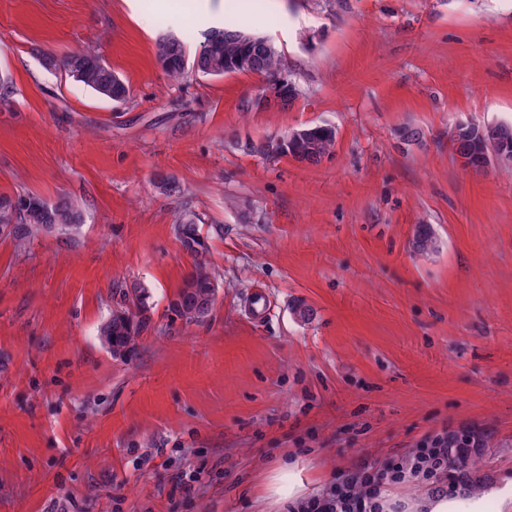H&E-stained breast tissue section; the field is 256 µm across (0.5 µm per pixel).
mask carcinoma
<instances>
[{
    "mask_svg": "<svg viewBox=\"0 0 512 512\" xmlns=\"http://www.w3.org/2000/svg\"><path fill=\"white\" fill-rule=\"evenodd\" d=\"M157 54L167 73L182 79L187 73L198 77H221L226 74L251 73L263 78L277 73H287L282 57L275 45L266 37L241 30L228 24L204 33L201 48L191 54L185 39L168 36L158 43ZM61 66L75 81L92 91L122 103L129 98L128 85L95 53L78 52L69 55ZM303 132L298 140H290L268 152L265 145L273 142L267 138L258 144H249V150L269 159L287 157L294 161L316 164L329 155L336 143V130L327 125L300 127ZM454 151L468 156L464 169L478 171L482 167L483 148L475 143L454 145ZM18 223L17 233L8 234L19 251L27 249L33 225L41 231L64 232V224L83 223V213L74 202L60 198L49 204L30 193L14 196L0 195V235L11 221ZM198 217L189 209L183 210L172 225L173 233L182 248L195 259L193 272L183 280L182 286L170 302L172 312L187 325L201 324L208 320L216 303V292L209 287L221 281L207 259L206 237L197 224ZM414 236L418 237V254L427 255L433 248L432 231L427 224H418ZM151 294L148 289L122 287L112 306L110 317L97 330L112 358L121 362L132 360L142 337L153 329Z\"/></svg>",
    "mask_w": 512,
    "mask_h": 512,
    "instance_id": "cac0c4a2",
    "label": "carcinoma"
}]
</instances>
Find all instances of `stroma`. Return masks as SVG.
<instances>
[{
	"instance_id": "35a3bbf8",
	"label": "stroma",
	"mask_w": 512,
	"mask_h": 512,
	"mask_svg": "<svg viewBox=\"0 0 512 512\" xmlns=\"http://www.w3.org/2000/svg\"><path fill=\"white\" fill-rule=\"evenodd\" d=\"M230 22L281 53L291 107L247 109L255 74L168 76L160 39L194 51ZM87 49L126 103L43 63ZM0 77V195L85 213L23 253L0 235V512H277L282 463L316 495L461 431L489 442L448 483L512 493V170H464L450 139L512 120V0H0ZM320 124L318 165L247 149ZM187 206L222 282L201 325L169 309L194 266L171 230ZM133 279L153 329L123 363L96 331Z\"/></svg>"
}]
</instances>
